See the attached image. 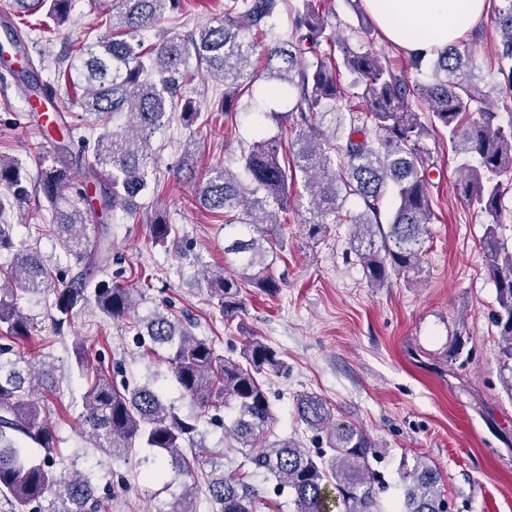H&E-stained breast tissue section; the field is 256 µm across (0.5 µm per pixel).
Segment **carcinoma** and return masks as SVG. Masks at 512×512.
<instances>
[{"instance_id":"obj_1","label":"carcinoma","mask_w":512,"mask_h":512,"mask_svg":"<svg viewBox=\"0 0 512 512\" xmlns=\"http://www.w3.org/2000/svg\"><path fill=\"white\" fill-rule=\"evenodd\" d=\"M117 2L99 23L107 33H86L58 62L57 82L73 84L81 91L76 97L54 100L53 87L33 79L35 64L28 57L17 68L0 60L12 77L29 85L32 98L48 100L57 112L76 105L98 121L111 113L123 118L119 126L103 124L99 134L80 136L79 128L60 126L61 136L78 140V155L59 151L41 157L37 184L54 206L53 234L78 268L67 281L36 252L15 246L8 220L21 208L28 188L21 163L0 155V254L9 255L0 264V495L12 512L110 509L99 494L102 461L71 474L57 468V439L46 419L57 390L56 367L48 353L29 358L21 351L20 343L32 336L35 324L18 306L17 295L53 296L49 316L59 335L86 306L112 322L135 314L137 291L120 280L123 271L112 270L120 264L112 247L100 235L90 237L91 211L81 206L86 194L71 170L90 159L84 177L101 182V213L140 209L138 199L157 195L159 186L151 180L154 134L175 119L186 128L202 119V112L184 101L198 66H206L211 80L224 88L210 111L227 115L236 110L238 92L257 80L252 57L262 50L263 78L276 94L291 97L288 116L296 130L290 142L258 134L240 149L234 166L215 165L201 178L185 161L178 168L197 181L196 201L224 218V254L233 256L234 269L204 273L224 319L243 310L242 288L269 295L279 291L268 262L271 236L292 203L308 214L305 227L311 237L329 224L351 225L349 252L371 287L385 286L394 275L416 280L426 262L432 223L428 187L434 163L425 139L440 128L448 132L459 158L460 195L488 218L483 258L496 288L494 322L505 342L502 354L512 361V248L500 234L502 201L512 189V121L503 124L500 113L486 104L491 94L512 89V0H497L494 7L501 41L493 67L502 82L491 85L473 75V49L463 41L410 54L415 71L433 66L427 80L410 79L374 49L371 20L348 38L336 37L323 11L325 0H301L293 8L287 36L263 46L254 33L288 10V0H224V20L148 45L135 36L156 29L166 16L173 15L175 27L182 26L178 0ZM10 7L18 15L43 14L58 29L70 19L71 0H11ZM343 70L352 76V94L340 82ZM349 96L359 99L361 107L340 106ZM412 98L424 111L411 108ZM297 184L302 191L293 198L290 186ZM389 190L394 206L384 220L381 202ZM351 196L361 211L345 216L342 209ZM147 221L153 244L168 246L172 224L167 215L157 207ZM136 323L148 344L146 354L167 365L182 397L197 412H178L156 379L132 388L109 380L91 364L79 341L74 369L87 380L79 421L84 437L113 462L150 449L148 478L169 476L179 488L173 512H200V491L208 512H253L254 486L243 475H224L218 459L205 454L200 422L218 402L235 410L224 433L247 449L245 461L253 472L291 493L294 512H383L380 480L371 464L377 444L363 429L336 418L322 397L297 396V423L326 434L331 458L313 455L296 438L273 436L264 379L282 373L284 363L271 346L249 339L234 360L167 309L156 308ZM207 467L208 481L202 486L198 474ZM401 482L399 512H447L444 480L436 467L418 459L402 472Z\"/></svg>"}]
</instances>
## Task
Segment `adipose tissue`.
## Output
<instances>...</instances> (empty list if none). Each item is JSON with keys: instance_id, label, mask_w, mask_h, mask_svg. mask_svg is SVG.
I'll use <instances>...</instances> for the list:
<instances>
[{"instance_id": "adipose-tissue-1", "label": "adipose tissue", "mask_w": 512, "mask_h": 512, "mask_svg": "<svg viewBox=\"0 0 512 512\" xmlns=\"http://www.w3.org/2000/svg\"><path fill=\"white\" fill-rule=\"evenodd\" d=\"M384 37L409 52L461 39L487 14L488 0H363Z\"/></svg>"}]
</instances>
